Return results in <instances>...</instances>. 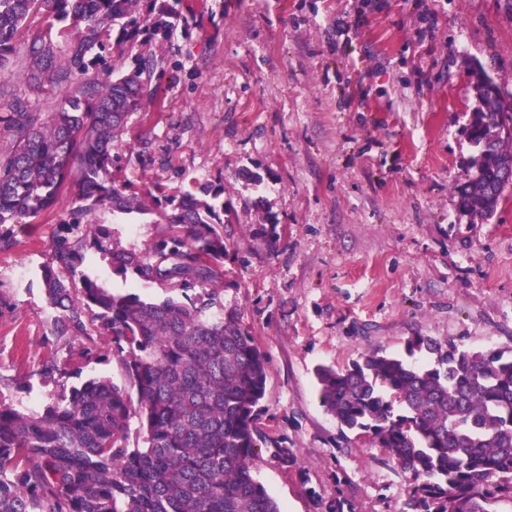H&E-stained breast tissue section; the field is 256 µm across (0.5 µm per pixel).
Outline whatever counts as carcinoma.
<instances>
[{"label":"carcinoma","mask_w":512,"mask_h":512,"mask_svg":"<svg viewBox=\"0 0 512 512\" xmlns=\"http://www.w3.org/2000/svg\"><path fill=\"white\" fill-rule=\"evenodd\" d=\"M178 0H0V61L32 19L64 21L66 53L44 43L26 65L30 88H64L53 112L22 101L0 116L12 146L0 158V224H32L67 194V234L53 239L41 279L52 333L92 344L112 337V355L136 390L89 379L40 411L0 405V512H281L254 475L257 426L267 392L264 355L233 311H224L223 222L206 197L224 185L142 198L112 178V142L142 108L157 63L104 81L89 75L120 25L118 43L142 32L167 37ZM481 108L467 128L480 147L476 174L458 187L460 207L488 217L512 161V114L499 85L475 72ZM150 214L160 237L136 250L103 224ZM122 277L169 286L160 301L115 293L85 271L88 253ZM405 355L370 350L348 368L320 366L321 404L410 472L404 512H500L512 504V347L475 351L415 334ZM425 352L433 365L412 361ZM138 417L142 444H130Z\"/></svg>","instance_id":"1"}]
</instances>
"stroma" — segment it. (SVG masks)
Instances as JSON below:
<instances>
[{"label": "stroma", "instance_id": "obj_1", "mask_svg": "<svg viewBox=\"0 0 512 512\" xmlns=\"http://www.w3.org/2000/svg\"><path fill=\"white\" fill-rule=\"evenodd\" d=\"M168 38L122 47L131 69L160 60L144 102L112 148L131 193L224 186V290L268 365L256 475L281 512H403L411 475L321 406L314 369L404 351L408 336L512 346V184L492 216L464 212L457 187L478 149L466 127L482 67L512 95V16L500 0H181ZM37 18L0 63V109L18 97L54 111L61 89L30 90L24 59L58 42ZM62 196L37 223L0 224V403L41 410L95 377L125 383L110 337L88 349L50 330L40 268L70 221ZM112 225L145 248L159 224ZM274 246L264 242L266 235ZM88 273L148 300L171 289ZM294 462L274 456L275 442Z\"/></svg>", "mask_w": 512, "mask_h": 512}]
</instances>
